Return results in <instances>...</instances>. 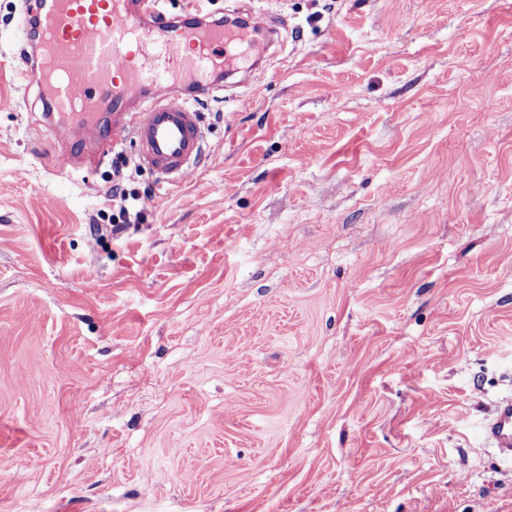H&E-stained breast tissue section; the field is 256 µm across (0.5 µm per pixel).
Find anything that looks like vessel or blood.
I'll return each instance as SVG.
<instances>
[{
  "mask_svg": "<svg viewBox=\"0 0 512 512\" xmlns=\"http://www.w3.org/2000/svg\"><path fill=\"white\" fill-rule=\"evenodd\" d=\"M266 27L256 16L236 26L201 23L190 10L173 17L159 0H36L18 31L42 50L25 73L51 107L46 127L63 117L100 141L131 138L140 165L180 182L204 153L198 104L215 89L212 73L230 60H260ZM163 84L170 90L161 95ZM106 108L135 118L104 122ZM483 435L512 455V397L497 404Z\"/></svg>",
  "mask_w": 512,
  "mask_h": 512,
  "instance_id": "obj_1",
  "label": "vessel or blood"
}]
</instances>
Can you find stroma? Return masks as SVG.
<instances>
[{
  "label": "stroma",
  "instance_id": "obj_1",
  "mask_svg": "<svg viewBox=\"0 0 512 512\" xmlns=\"http://www.w3.org/2000/svg\"><path fill=\"white\" fill-rule=\"evenodd\" d=\"M22 7L0 512H512V0H210L285 25L165 189L128 139L56 171ZM118 167L153 199L115 235ZM485 439L494 448L512 456V397L500 401L491 420L483 427Z\"/></svg>",
  "mask_w": 512,
  "mask_h": 512
}]
</instances>
